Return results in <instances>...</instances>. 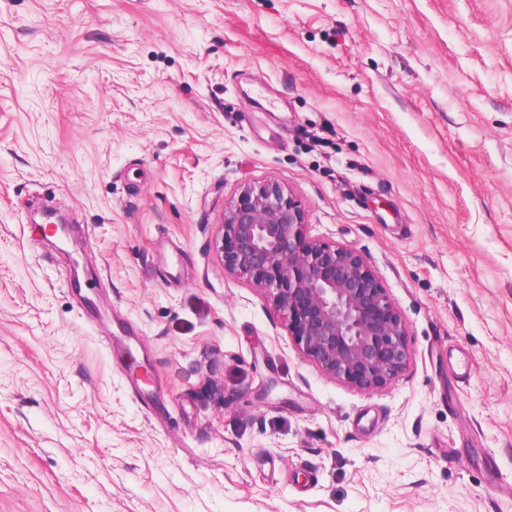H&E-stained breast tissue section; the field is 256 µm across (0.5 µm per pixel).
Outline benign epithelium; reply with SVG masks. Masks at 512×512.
Wrapping results in <instances>:
<instances>
[{"label": "benign epithelium", "mask_w": 512, "mask_h": 512, "mask_svg": "<svg viewBox=\"0 0 512 512\" xmlns=\"http://www.w3.org/2000/svg\"><path fill=\"white\" fill-rule=\"evenodd\" d=\"M214 244L224 275L260 291L302 356L327 377L375 392L409 367L406 320L370 262L311 237L280 182L241 186L224 206Z\"/></svg>", "instance_id": "1"}]
</instances>
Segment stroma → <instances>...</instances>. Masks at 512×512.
Listing matches in <instances>:
<instances>
[{
  "instance_id": "obj_1",
  "label": "stroma",
  "mask_w": 512,
  "mask_h": 512,
  "mask_svg": "<svg viewBox=\"0 0 512 512\" xmlns=\"http://www.w3.org/2000/svg\"><path fill=\"white\" fill-rule=\"evenodd\" d=\"M264 179L403 312L388 387L225 276ZM0 512H512V0H0Z\"/></svg>"
}]
</instances>
